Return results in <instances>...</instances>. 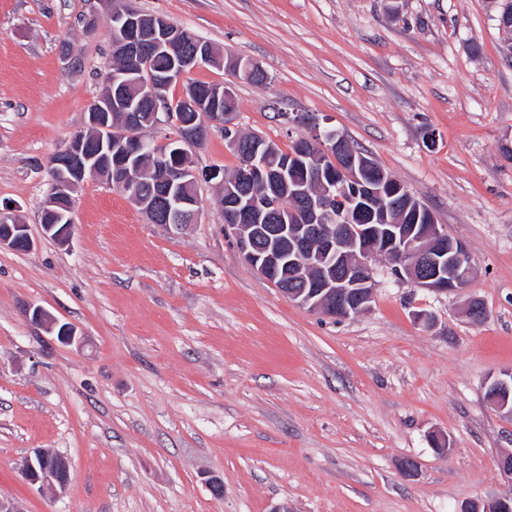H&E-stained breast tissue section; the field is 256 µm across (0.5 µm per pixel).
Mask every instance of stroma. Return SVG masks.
Wrapping results in <instances>:
<instances>
[{
  "instance_id": "obj_1",
  "label": "stroma",
  "mask_w": 512,
  "mask_h": 512,
  "mask_svg": "<svg viewBox=\"0 0 512 512\" xmlns=\"http://www.w3.org/2000/svg\"><path fill=\"white\" fill-rule=\"evenodd\" d=\"M112 2L0 0V206L13 204L36 242L0 250V501L462 512L512 496L496 464L512 453V418L486 395L512 369V34L500 0H127L266 72L263 84L222 67L191 75L234 81L239 130L285 148L308 134L289 116H317L474 259L468 288L448 294L410 287L377 259L369 309L342 319L289 301L245 263L214 180H199L198 221L180 229L89 180L70 244L43 235L48 160L99 92ZM473 298L484 320L465 316ZM31 306L76 326L82 344L58 343ZM36 448L69 461L64 491L21 480Z\"/></svg>"
}]
</instances>
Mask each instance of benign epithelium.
Returning a JSON list of instances; mask_svg holds the SVG:
<instances>
[{
	"label": "benign epithelium",
	"instance_id": "7a95c632",
	"mask_svg": "<svg viewBox=\"0 0 512 512\" xmlns=\"http://www.w3.org/2000/svg\"><path fill=\"white\" fill-rule=\"evenodd\" d=\"M115 40L111 51L132 63V69L108 75L104 92L90 105L84 128L70 137L63 150L50 161L51 179L47 205L40 214L45 235L60 246L69 244L73 233L72 192L88 177H100L112 184L116 179L126 187L129 200L151 223L179 226L195 221L201 211L198 197L185 195L180 188L198 180L193 160L216 129L227 133L229 145L239 148L232 112H213L201 125L193 112L205 102L191 90L183 92L175 125L181 133L169 138L150 136L153 130L170 124L167 112L168 84L184 82L198 68L211 64L215 53L209 42L196 37L192 48L180 53L168 76L147 73L140 65L146 50L173 51L181 43L180 30L166 18L144 16L125 6L112 11ZM235 77L243 79L257 72V66L242 56L232 62ZM297 126L313 129L298 144L295 156L305 159L344 158L336 164L339 175L320 181L321 190L310 196L303 185L288 179V167L276 169L268 164L273 147L258 138L238 172L234 186H226L227 207L233 223L225 229L233 234L245 262L260 276L277 287L291 279L304 282L284 295L296 305L329 317L347 318L369 308L375 288L373 260L380 255L391 259L395 275L414 288L435 292L459 291L468 287L473 260L467 247L448 237L440 224H400L368 210L369 223L337 224L330 205L340 183L357 186L358 172L372 167L363 156H348L344 138H320V123L315 116L300 114L288 118ZM154 155L160 192L145 196L138 190V155ZM258 178L270 179L274 190L262 198L251 194L249 186ZM371 199L394 196L391 178L367 188ZM29 225L14 210H0V249L33 248ZM30 321L63 345L82 343V337L70 323L61 322L45 309H28ZM488 399L500 411L512 417V371L488 388ZM21 476L30 485L65 490L70 480L67 460L45 448L37 449L21 465ZM463 512H512V500L472 502Z\"/></svg>",
	"mask_w": 512,
	"mask_h": 512
}]
</instances>
